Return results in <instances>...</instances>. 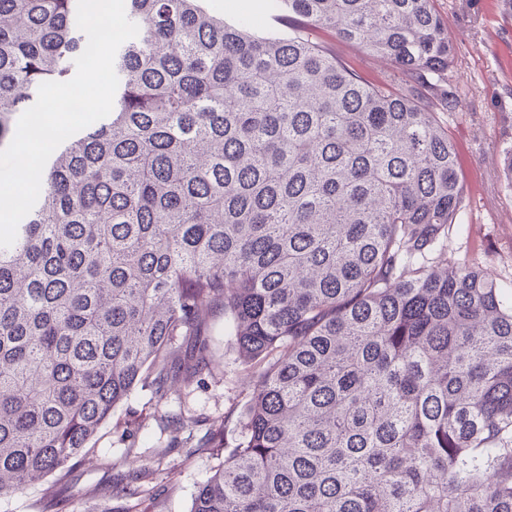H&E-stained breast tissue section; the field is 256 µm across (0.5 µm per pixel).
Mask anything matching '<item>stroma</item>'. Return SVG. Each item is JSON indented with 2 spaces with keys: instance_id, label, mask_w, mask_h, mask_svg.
Segmentation results:
<instances>
[{
  "instance_id": "35a3bbf8",
  "label": "stroma",
  "mask_w": 512,
  "mask_h": 512,
  "mask_svg": "<svg viewBox=\"0 0 512 512\" xmlns=\"http://www.w3.org/2000/svg\"><path fill=\"white\" fill-rule=\"evenodd\" d=\"M226 21H251L255 34L284 36L278 0H209ZM452 38L454 60L448 88L460 100L438 119L455 144L458 175L464 185L460 220L465 234L449 232L448 256L486 270L497 281L512 280V188L503 174V151L512 146V10L504 0H436ZM314 40L334 48L339 58L371 81L394 74L389 61L363 57L332 33L312 31ZM213 355L209 372L172 383L165 398L135 388L118 406L66 479L51 475L25 494L0 498V512H101L112 501L117 475L141 472L135 512H190L199 485L224 460L223 451L201 447L168 450L173 430L165 416L179 412L198 421L196 437L222 429L226 448L242 440L240 411L251 376L240 363L223 318L208 329Z\"/></svg>"
}]
</instances>
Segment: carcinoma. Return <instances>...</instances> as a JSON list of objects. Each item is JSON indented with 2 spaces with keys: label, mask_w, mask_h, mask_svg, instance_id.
Returning <instances> with one entry per match:
<instances>
[{
  "label": "carcinoma",
  "mask_w": 512,
  "mask_h": 512,
  "mask_svg": "<svg viewBox=\"0 0 512 512\" xmlns=\"http://www.w3.org/2000/svg\"><path fill=\"white\" fill-rule=\"evenodd\" d=\"M110 121L64 141L0 248V496L73 461L139 385L254 383L190 512H512V282L448 257L454 45L434 0H125ZM73 0H0V147L81 54ZM388 59L375 84L309 37ZM279 0H209L208 4L224 16V20L234 23L243 17L251 20L255 34L261 36H287L288 27L280 24Z\"/></svg>",
  "instance_id": "1"
}]
</instances>
